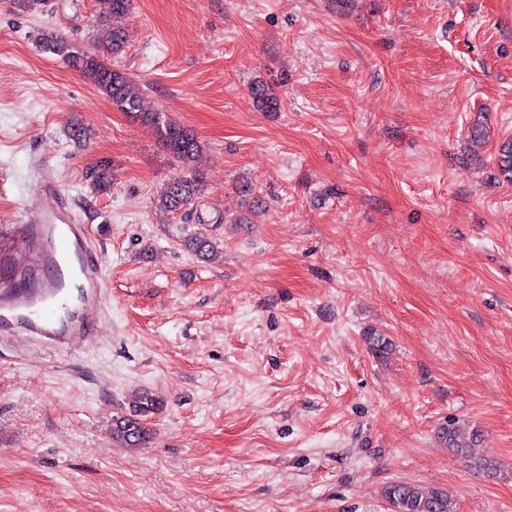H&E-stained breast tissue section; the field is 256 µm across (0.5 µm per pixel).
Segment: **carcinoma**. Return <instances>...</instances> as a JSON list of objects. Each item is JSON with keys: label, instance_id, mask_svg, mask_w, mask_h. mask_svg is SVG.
<instances>
[{"label": "carcinoma", "instance_id": "carcinoma-1", "mask_svg": "<svg viewBox=\"0 0 512 512\" xmlns=\"http://www.w3.org/2000/svg\"><path fill=\"white\" fill-rule=\"evenodd\" d=\"M96 21V45L94 51H77L65 39L55 36L44 42L43 48L64 59L91 85L108 97L112 105L150 128L158 142L188 171L185 176H175L161 191L158 208L167 213L188 216L191 206L204 190L203 174L195 163L202 153V145L196 134L189 128L172 121L163 112L146 106L142 84L134 81L127 73L110 63V58L120 54L127 41V32L112 24V19L125 15L131 0H94ZM251 96L255 107L264 112L278 109V98L273 89L262 82L251 86ZM497 167L501 174L512 179V138L503 140L497 150ZM86 180L100 191L110 186L108 163L99 161L87 168ZM188 251L200 258L215 255V247L205 236H192L184 240ZM370 350L384 355L390 350V340L376 333L365 336ZM161 400L153 393L142 390L134 395L130 412L116 418L112 433L128 448H144L150 443L153 429L148 417L156 413ZM440 439L446 448L467 462V466L490 474L496 471L495 465L484 454L473 452L478 443L476 433L463 435L460 429L448 425L441 430ZM383 498L392 507V512H452L448 491L438 487H424L407 482H393L382 491Z\"/></svg>", "mask_w": 512, "mask_h": 512}]
</instances>
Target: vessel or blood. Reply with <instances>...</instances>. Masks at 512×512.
<instances>
[{"mask_svg":"<svg viewBox=\"0 0 512 512\" xmlns=\"http://www.w3.org/2000/svg\"><path fill=\"white\" fill-rule=\"evenodd\" d=\"M12 279L0 282V334H25L65 345L95 341L106 309V277L85 225L64 193L43 181L35 214L9 227Z\"/></svg>","mask_w":512,"mask_h":512,"instance_id":"1","label":"vessel or blood"}]
</instances>
